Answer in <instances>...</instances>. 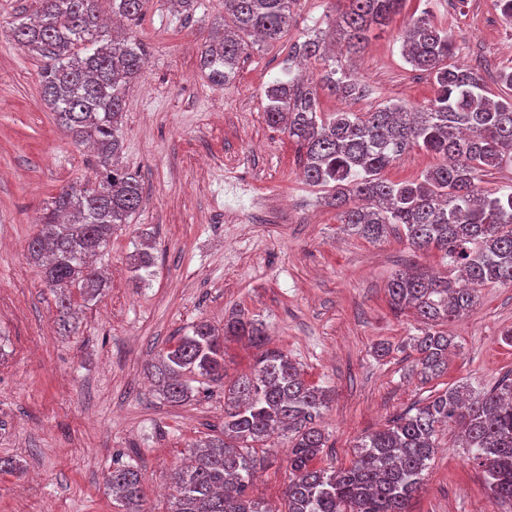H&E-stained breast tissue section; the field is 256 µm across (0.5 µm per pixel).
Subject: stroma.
<instances>
[{
	"mask_svg": "<svg viewBox=\"0 0 512 512\" xmlns=\"http://www.w3.org/2000/svg\"><path fill=\"white\" fill-rule=\"evenodd\" d=\"M338 6L296 0L286 41L251 51L234 81L215 89L199 48L224 0H199L189 15L171 0H145L133 33L147 56L119 131L121 163L141 181L143 202L97 258L109 275L104 295L76 300L77 328L63 336L27 243L51 197L94 179L97 160L44 106V63L11 36V23L33 14L36 0H0V458L25 467L0 472V512H121L105 484L119 463L141 475L143 512H169L171 473L224 425V389L195 376L189 399L170 403L146 368L195 323L223 328L236 309L263 324L270 347L301 364L309 384L331 390L316 419L324 467L349 466L359 438L428 396L512 378V286L499 284L480 287L473 311L448 324L447 372L425 384L411 373L421 324L391 310L386 286L411 266L446 272V260L394 232L376 243L345 232L322 189L303 182L296 144L265 122V89L281 75L289 42L326 28ZM426 10L453 35L451 63L474 69L499 99L498 75L512 70V21L495 0H405L360 53L341 58L362 96L321 91L323 110L427 104L431 80L405 61L399 40ZM145 236L155 264L138 287L130 256ZM380 343L390 347L383 358ZM437 444L411 512H501L456 431L441 428ZM288 445L283 432L251 451L249 494L272 508L285 498Z\"/></svg>",
	"mask_w": 512,
	"mask_h": 512,
	"instance_id": "stroma-1",
	"label": "stroma"
}]
</instances>
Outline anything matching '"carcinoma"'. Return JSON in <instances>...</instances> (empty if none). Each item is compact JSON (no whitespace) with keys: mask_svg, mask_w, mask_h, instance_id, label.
Masks as SVG:
<instances>
[{"mask_svg":"<svg viewBox=\"0 0 512 512\" xmlns=\"http://www.w3.org/2000/svg\"><path fill=\"white\" fill-rule=\"evenodd\" d=\"M29 20L13 27L14 41L45 61L41 99L73 137L96 152V181L61 188L45 208L41 228L28 244L30 259L42 266L45 283L57 297L56 319L71 332V289L87 302L100 298L106 278L94 257L112 234L140 208L143 187L119 164L118 135L128 88L147 50L128 28L105 30L103 6L112 17L137 22L144 0H38ZM294 0H224L222 30L202 44L201 72L223 89L235 78L244 55L256 45H273L288 35ZM331 27L291 44L288 61L323 62L317 80L293 67L268 84L267 125L288 133L303 152L306 184L326 188L339 209L344 230L378 242L401 232L418 251H438L458 272L454 280L417 268L388 283L393 310L412 309L425 325L416 337L414 371L421 381L448 370L452 339L435 327L470 312L479 287L512 284V190H482L478 175L512 160V95L493 100L478 74L448 64L452 35L425 11L402 32L403 57L433 80L427 105H386L375 112L322 110L318 88L342 99L356 98L361 85L343 66L326 64V41L349 53L361 51L374 26H386L404 0H343ZM418 147L439 158L420 176L400 182L385 171L407 149ZM153 247L140 243L132 255L133 279L148 281ZM245 339L260 347L265 332L240 310L219 332L198 322L191 332L151 365L160 395L171 403L189 398L185 376L213 382L224 376V342ZM330 390L307 383L281 349H265L249 374L224 391V432L193 452L171 475L172 512H274L247 493L255 460L249 442L281 429L291 433L290 470L284 512H410L437 448L440 425L454 427L458 447L481 467L490 496L512 507V379L478 393L450 387L357 441L347 467H323L316 459L325 436L315 424ZM107 487L127 512L144 498L141 476L131 465L108 473Z\"/></svg>","mask_w":512,"mask_h":512,"instance_id":"cac0c4a2","label":"carcinoma"}]
</instances>
